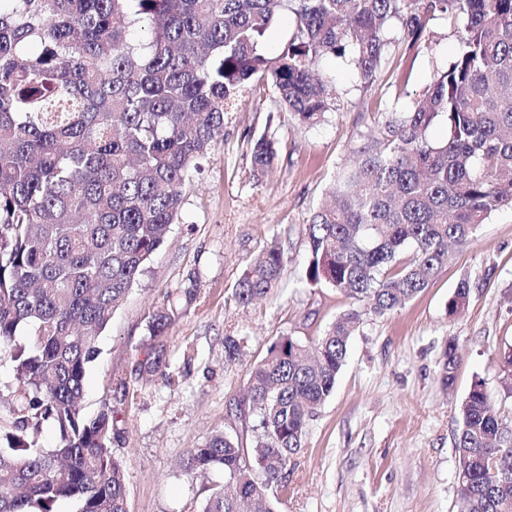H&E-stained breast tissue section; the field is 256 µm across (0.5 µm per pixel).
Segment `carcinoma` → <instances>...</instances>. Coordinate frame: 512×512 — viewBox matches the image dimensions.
I'll return each instance as SVG.
<instances>
[{"label": "carcinoma", "mask_w": 512, "mask_h": 512, "mask_svg": "<svg viewBox=\"0 0 512 512\" xmlns=\"http://www.w3.org/2000/svg\"><path fill=\"white\" fill-rule=\"evenodd\" d=\"M285 7L294 33L270 58L262 45ZM435 19L460 30L454 58L386 118L307 227L306 283L375 316L425 290L448 243L512 210V0H0V345L12 347L18 382L0 427V512H53L61 499L80 512H128L112 412L81 414L83 381L99 336L177 223L225 107L266 77L282 108L317 124L335 95L318 60H348L368 88L388 56L385 30L399 24L411 51ZM438 119L448 135L433 142ZM277 156L274 141L253 140L256 175ZM284 263L281 248L265 249L238 281L236 303L276 287ZM469 295L464 280L448 314ZM360 317L342 313L308 346L281 336L250 368L241 417L253 419L264 482L251 478L239 442L214 434L185 462L224 472L201 512H276L268 490L333 393ZM171 321L170 311L155 314L150 336ZM456 367L450 344L445 385ZM491 402L477 380L461 405V512L512 505V429ZM46 422L60 432L50 450L38 446ZM487 453L499 456L495 474L480 463Z\"/></svg>", "instance_id": "1"}]
</instances>
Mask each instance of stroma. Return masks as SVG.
I'll use <instances>...</instances> for the list:
<instances>
[{"instance_id":"obj_1","label":"stroma","mask_w":512,"mask_h":512,"mask_svg":"<svg viewBox=\"0 0 512 512\" xmlns=\"http://www.w3.org/2000/svg\"><path fill=\"white\" fill-rule=\"evenodd\" d=\"M429 28L419 51L389 57L367 89L344 59H322L319 73L337 95L321 123H300L262 81L226 112L223 136L186 185L179 223L113 314L85 374L83 414L114 416L112 452L125 465L128 512H200L224 474L200 475L183 461L217 432L250 441L236 416L250 364L278 337L309 343L356 307L336 289L305 282L306 227L384 113L446 70L458 34L443 19ZM263 134L278 158L258 177L250 141ZM273 244L286 257L278 288L238 306V280ZM464 280L469 303L449 316L448 299ZM169 308L176 314L161 338L167 375L150 376L140 369L153 345L148 322ZM228 336L238 339L241 362L225 363ZM451 343L458 364L447 388L440 372ZM510 348L512 211L504 210L454 244L416 298L383 317L363 314L286 484L270 490L278 512H457L459 408L479 379L494 392L497 414L512 422L499 367Z\"/></svg>"}]
</instances>
